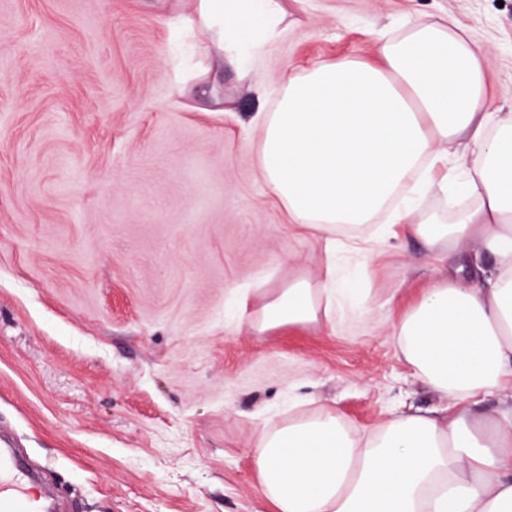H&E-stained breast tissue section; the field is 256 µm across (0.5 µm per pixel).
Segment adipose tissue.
Returning a JSON list of instances; mask_svg holds the SVG:
<instances>
[{
    "mask_svg": "<svg viewBox=\"0 0 512 512\" xmlns=\"http://www.w3.org/2000/svg\"><path fill=\"white\" fill-rule=\"evenodd\" d=\"M282 0H198L197 23L216 61L264 46L254 26L275 33ZM381 64L320 61L282 70L274 111L254 113L261 133L258 169L294 223L327 233L367 224L394 198L392 217L439 259L476 241L494 258L480 275L429 288L400 320L396 336L413 375L441 406L392 415L362 436L334 407L264 427L253 465L276 512H512V113L489 116L483 50L455 25L414 23L379 49ZM473 147L476 175L463 188L471 205L447 221L418 213L415 198L434 186L431 174ZM362 234L367 250L397 236L395 225ZM356 305V278L298 280L267 294L250 311L261 332L306 325L336 299ZM493 415L477 413L486 398Z\"/></svg>",
    "mask_w": 512,
    "mask_h": 512,
    "instance_id": "ef3b65f1",
    "label": "adipose tissue"
}]
</instances>
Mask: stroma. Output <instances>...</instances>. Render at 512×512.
<instances>
[{
  "mask_svg": "<svg viewBox=\"0 0 512 512\" xmlns=\"http://www.w3.org/2000/svg\"><path fill=\"white\" fill-rule=\"evenodd\" d=\"M265 53L217 64L197 0H0V425L76 512H275L251 453L307 396L374 432L439 398L395 328L446 271L399 234L368 255L358 315L253 330L224 300L326 275L257 166L253 112L282 68L355 58L415 21L484 50L480 109L511 112L512 0H283ZM470 168L418 201L454 217Z\"/></svg>",
  "mask_w": 512,
  "mask_h": 512,
  "instance_id": "stroma-1",
  "label": "stroma"
}]
</instances>
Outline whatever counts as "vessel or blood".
Instances as JSON below:
<instances>
[{
  "mask_svg": "<svg viewBox=\"0 0 512 512\" xmlns=\"http://www.w3.org/2000/svg\"><path fill=\"white\" fill-rule=\"evenodd\" d=\"M34 472L17 460L9 440L0 438V512H53Z\"/></svg>",
  "mask_w": 512,
  "mask_h": 512,
  "instance_id": "1",
  "label": "vessel or blood"
}]
</instances>
